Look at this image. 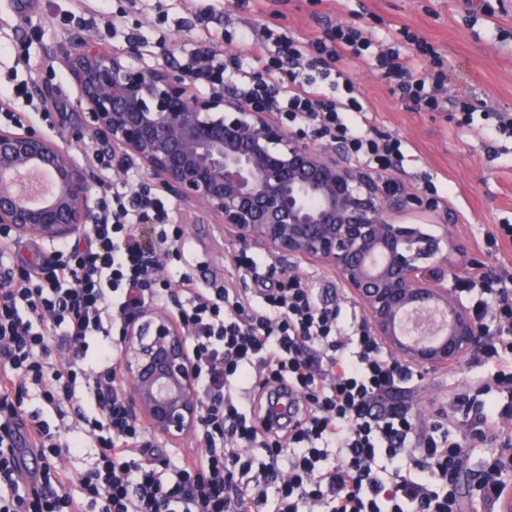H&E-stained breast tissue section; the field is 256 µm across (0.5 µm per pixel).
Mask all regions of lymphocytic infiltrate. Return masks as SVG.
<instances>
[{
  "mask_svg": "<svg viewBox=\"0 0 512 512\" xmlns=\"http://www.w3.org/2000/svg\"><path fill=\"white\" fill-rule=\"evenodd\" d=\"M400 34L431 71L340 25L305 42L263 32L253 44L259 74L218 48L194 51L185 66L197 83L233 87L389 171L405 158L403 142L358 123L365 106L350 67L377 68L419 109L445 108L441 57L409 29ZM150 217L157 235L141 238ZM183 237L162 197L117 189L102 197L96 223L42 263L8 265L16 243L0 234V512H457L448 476L465 467V449L512 446L501 436L512 428L511 271L468 276L479 325L497 326L482 351L490 371L474 394L449 391L421 427L394 399L410 391L416 367L390 355L366 322L341 327L339 306L318 300L305 278L269 281L264 260L247 256L239 264L259 278L253 298L201 287L187 272L158 280L156 258L183 248ZM149 304L185 320L205 401L196 445L176 466L115 388V333L125 313ZM32 394L56 425L26 410ZM21 434L41 461L32 473L16 453ZM86 448L91 467L60 466ZM253 448L268 463L252 467Z\"/></svg>",
  "mask_w": 512,
  "mask_h": 512,
  "instance_id": "lymphocytic-infiltrate-1",
  "label": "lymphocytic infiltrate"
}]
</instances>
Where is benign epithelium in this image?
I'll return each instance as SVG.
<instances>
[{"instance_id": "7a95c632", "label": "benign epithelium", "mask_w": 512, "mask_h": 512, "mask_svg": "<svg viewBox=\"0 0 512 512\" xmlns=\"http://www.w3.org/2000/svg\"><path fill=\"white\" fill-rule=\"evenodd\" d=\"M77 104L120 170L143 187L196 208L230 230L241 251L313 260L336 274L373 335L397 359L432 372L458 369L486 342L439 265L437 238L393 215L434 201L319 147L269 113L222 90L192 92L194 78L166 64L135 66L139 49L106 52L71 36ZM94 175L69 148L33 130L0 128V226L48 242L95 220ZM118 388L155 436L192 438L205 412L183 318L152 305L124 320Z\"/></svg>"}]
</instances>
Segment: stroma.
Segmentation results:
<instances>
[{"label":"stroma","instance_id":"1","mask_svg":"<svg viewBox=\"0 0 512 512\" xmlns=\"http://www.w3.org/2000/svg\"><path fill=\"white\" fill-rule=\"evenodd\" d=\"M200 5L211 9L209 22H196L189 0H0V82L14 75L46 90L42 104L54 112V122L43 121L20 103L15 109L22 123L48 138L73 141L78 165L94 171L95 196H102L114 178L96 169L89 155L97 143L84 133L86 121L67 72V40L77 32L89 41L122 50L126 40L108 33L115 16L126 31L138 35V61L146 65L175 64L215 43L222 44L225 55L239 56L266 27L306 41L341 22L360 26L376 38L406 26L443 59L449 100H467L480 112L512 113V0H278L261 7L253 2L245 10L237 9L235 0H201ZM68 13L81 17V25L62 24ZM227 33L232 36L228 42L223 39ZM20 43L30 55L26 71L15 68V48ZM350 75L376 128L405 145L406 160L402 169L393 171V179L408 192L420 191L424 180L430 179L439 194L447 195L434 222L423 229L442 237L449 270L461 279L471 266L490 269L512 260V246H503L499 255L491 256L483 244L492 225L512 221V139L490 137L480 120L460 128L450 112L418 109L392 93L377 71L359 65L351 67ZM175 219L183 223L201 260L191 269L199 283L218 276L231 287L255 290L249 272L236 266L228 230L199 223L185 210L177 212ZM296 266L321 299L341 304L344 321L364 318L363 308L331 271L306 260L297 261ZM484 371L477 359L459 370L422 371L406 402L419 420H426L434 401L449 388Z\"/></svg>","mask_w":512,"mask_h":512}]
</instances>
